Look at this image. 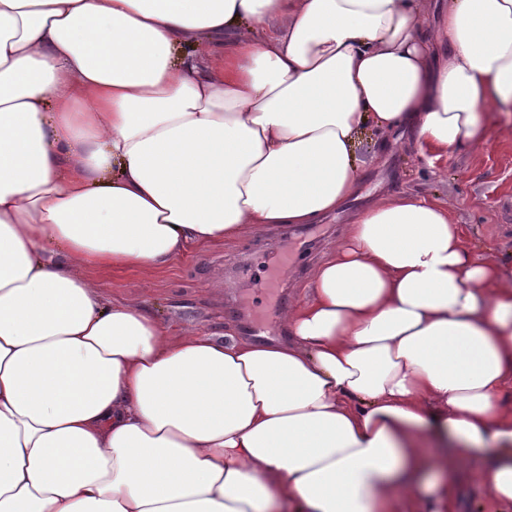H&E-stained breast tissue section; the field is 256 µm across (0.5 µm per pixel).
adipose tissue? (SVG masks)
<instances>
[{"label": "adipose tissue", "mask_w": 512, "mask_h": 512, "mask_svg": "<svg viewBox=\"0 0 512 512\" xmlns=\"http://www.w3.org/2000/svg\"><path fill=\"white\" fill-rule=\"evenodd\" d=\"M510 104L512 0H0V512H446L428 435L512 505V276L438 199L357 210L274 344L94 280L320 223L397 131L438 161Z\"/></svg>", "instance_id": "adipose-tissue-1"}]
</instances>
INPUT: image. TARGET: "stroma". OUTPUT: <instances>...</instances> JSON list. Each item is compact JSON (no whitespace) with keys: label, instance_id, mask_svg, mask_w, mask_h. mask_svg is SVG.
Here are the masks:
<instances>
[{"label":"stroma","instance_id":"obj_1","mask_svg":"<svg viewBox=\"0 0 512 512\" xmlns=\"http://www.w3.org/2000/svg\"><path fill=\"white\" fill-rule=\"evenodd\" d=\"M491 133L478 151H460L437 162L417 148L388 155L360 175L357 196L321 223L284 224L256 231L233 242L193 249L164 270L131 267L97 275L102 295L111 301L146 308L171 335L232 331L244 336L255 313L277 322L278 298L289 303L306 296L305 276L313 262L341 236L350 217L382 191H406L445 202L464 243L475 256L512 273V123L490 114ZM298 254L295 268L280 273L283 251ZM485 457L470 459L453 472L451 512H512L492 500L471 473Z\"/></svg>","mask_w":512,"mask_h":512}]
</instances>
